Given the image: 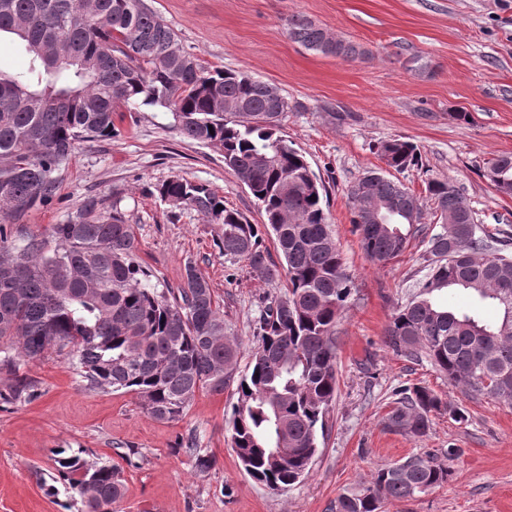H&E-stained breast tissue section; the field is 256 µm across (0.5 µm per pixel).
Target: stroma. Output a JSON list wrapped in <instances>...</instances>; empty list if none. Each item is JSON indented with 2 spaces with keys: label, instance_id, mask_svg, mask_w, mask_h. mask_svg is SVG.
Wrapping results in <instances>:
<instances>
[{
  "label": "stroma",
  "instance_id": "obj_1",
  "mask_svg": "<svg viewBox=\"0 0 512 512\" xmlns=\"http://www.w3.org/2000/svg\"><path fill=\"white\" fill-rule=\"evenodd\" d=\"M206 65L277 87L292 105L282 134L306 156L327 189L339 246L355 291L338 322V390L321 451L308 478L274 494L238 464L227 417L236 400L197 393L185 414L160 422L135 394L88 388L68 361L46 354L30 361L36 395L0 402V512H80L78 496L44 480L55 472L53 449L120 468L125 495L117 512H335L337 497L362 490L372 472L412 455L451 462L447 483L410 499H389L383 512H512V404L466 396L428 362L396 357L383 344L395 306L422 278L425 243L413 240L386 265L368 261L350 222L349 187L383 169L378 143L417 145L422 164L399 173L421 198L428 179H447L482 223L512 225V196L483 176L488 159L512 155V0H147ZM302 15L329 33L368 49L341 60L306 50L286 33ZM468 113L465 121L456 120ZM119 135L81 143L61 171L53 201L12 224L14 235H44L68 223L88 199L100 207L120 197L139 241L138 261L161 288H179L186 263L209 281L224 317L253 348L261 302L282 283L261 281L244 263L224 259L218 227L190 208H170L155 188L180 177L203 182L252 223L264 217L249 191L224 166L220 150L180 137L165 112L141 108L118 124ZM436 391L467 416H435L413 439L385 426L398 390ZM458 448L447 459L448 447ZM210 457V468L195 464Z\"/></svg>",
  "mask_w": 512,
  "mask_h": 512
}]
</instances>
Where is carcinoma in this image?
Masks as SVG:
<instances>
[{
    "label": "carcinoma",
    "instance_id": "carcinoma-1",
    "mask_svg": "<svg viewBox=\"0 0 512 512\" xmlns=\"http://www.w3.org/2000/svg\"><path fill=\"white\" fill-rule=\"evenodd\" d=\"M16 37L30 57L25 73L0 69V225L50 203L58 174L77 146L117 136L115 112L141 106L171 114L184 137L219 148L224 166L264 211L263 224L224 201L210 186L174 177L156 187L161 201L190 207L220 225L224 258L243 262L263 281L285 275V292L259 306L258 339L238 372L242 341L224 320L207 278L188 263L183 286L158 289L137 262L133 225L112 201L90 200L75 220L54 224L50 248L36 237L0 231V369L12 400L33 395L28 361L54 351L86 385L134 393L154 419H179L197 392L236 385L228 428L242 469L272 491L304 480L320 452L319 434L336 398L337 322L353 281L325 207L326 187L305 156L281 135L291 106L272 85L208 67L187 51L146 0H0V35ZM288 38L342 59L366 54L334 39L312 20L288 19ZM384 163L402 171L419 164L416 145L378 144ZM484 177L512 196V155L493 158ZM438 230L423 222L419 199L378 170L348 191L351 222L374 264L397 258L416 238L428 239L427 273L412 297L393 309L384 345L410 362L423 360L468 397L512 404V255L487 233L457 187L427 182ZM462 223L448 231L444 214ZM272 238L281 263L271 260ZM458 291L499 311L493 323L437 300ZM387 427L414 439L446 412L465 421L434 390L398 391ZM59 479L81 512H114L125 495L120 473L67 448L53 450ZM451 470L411 456L377 467L361 492L336 500V512H381L388 499L413 498L448 481Z\"/></svg>",
    "mask_w": 512,
    "mask_h": 512
}]
</instances>
